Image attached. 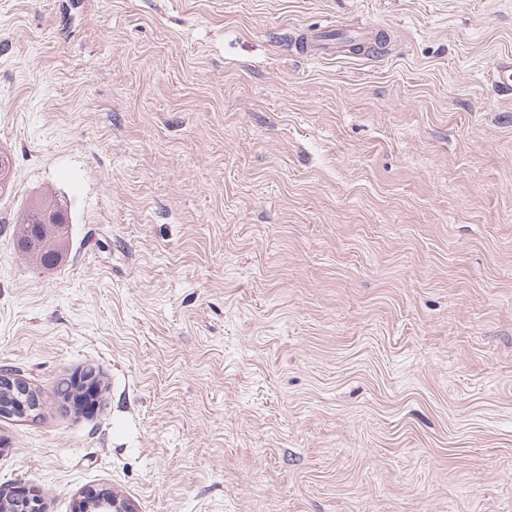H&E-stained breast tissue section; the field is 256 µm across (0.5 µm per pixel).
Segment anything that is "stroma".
<instances>
[{
	"mask_svg": "<svg viewBox=\"0 0 512 512\" xmlns=\"http://www.w3.org/2000/svg\"><path fill=\"white\" fill-rule=\"evenodd\" d=\"M336 21L382 41L292 50ZM508 52L512 0H0V368L42 401L0 486L512 512ZM46 194L51 268L13 233ZM487 75L491 85L499 91L512 93V55L497 58ZM97 381L98 375L96 374V371L85 369L83 372L79 373V375L75 376L73 380H70L69 385L79 393H90L97 392ZM69 385L66 384L65 388L64 386H61L60 388L59 394L63 401L69 394Z\"/></svg>",
	"mask_w": 512,
	"mask_h": 512,
	"instance_id": "35a3bbf8",
	"label": "stroma"
}]
</instances>
